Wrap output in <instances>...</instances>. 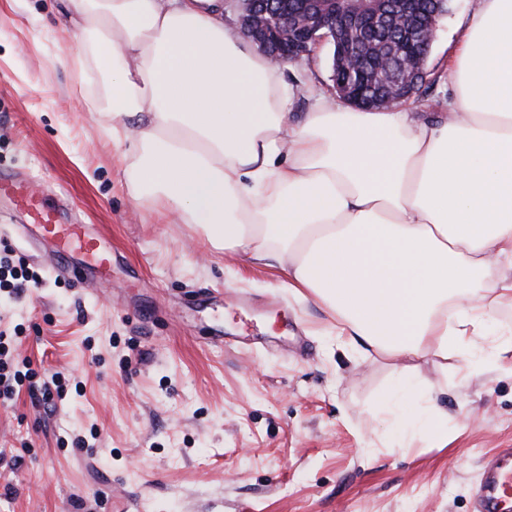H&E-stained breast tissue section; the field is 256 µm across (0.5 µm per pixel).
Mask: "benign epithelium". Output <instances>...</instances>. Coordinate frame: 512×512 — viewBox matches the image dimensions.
<instances>
[{
    "label": "benign epithelium",
    "instance_id": "obj_1",
    "mask_svg": "<svg viewBox=\"0 0 512 512\" xmlns=\"http://www.w3.org/2000/svg\"><path fill=\"white\" fill-rule=\"evenodd\" d=\"M238 23L244 35L279 66L309 54L322 39L334 45L332 81L336 91L350 103L363 105L356 87L343 74L357 65L352 48L342 44L349 32L369 31L384 23L387 0H238ZM393 22L402 32L399 46L364 44L365 57H377L391 108L427 82V61L434 41L439 11L428 14L423 0H399Z\"/></svg>",
    "mask_w": 512,
    "mask_h": 512
}]
</instances>
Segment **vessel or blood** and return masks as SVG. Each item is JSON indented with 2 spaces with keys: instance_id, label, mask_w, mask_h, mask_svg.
<instances>
[{
  "instance_id": "1",
  "label": "vessel or blood",
  "mask_w": 512,
  "mask_h": 512,
  "mask_svg": "<svg viewBox=\"0 0 512 512\" xmlns=\"http://www.w3.org/2000/svg\"><path fill=\"white\" fill-rule=\"evenodd\" d=\"M9 199L17 207L27 209L43 236L54 239L60 253L82 254L92 266L105 260L101 241L83 232L81 225L65 219L62 211L45 198L32 193L29 183L15 174L0 173V199ZM476 512H512V448L486 462L476 499Z\"/></svg>"
}]
</instances>
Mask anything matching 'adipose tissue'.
<instances>
[{
	"mask_svg": "<svg viewBox=\"0 0 512 512\" xmlns=\"http://www.w3.org/2000/svg\"><path fill=\"white\" fill-rule=\"evenodd\" d=\"M84 70L112 64L98 111L130 143L137 196L211 244L288 274L330 331L392 361L376 409L401 447L445 441L424 374L512 353V0H477L448 58V115L349 109L294 90L221 0H67Z\"/></svg>",
	"mask_w": 512,
	"mask_h": 512,
	"instance_id": "obj_1",
	"label": "adipose tissue"
}]
</instances>
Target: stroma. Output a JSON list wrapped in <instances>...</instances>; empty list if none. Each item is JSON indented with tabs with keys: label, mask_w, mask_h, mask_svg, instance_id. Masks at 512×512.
<instances>
[{
	"label": "stroma",
	"mask_w": 512,
	"mask_h": 512,
	"mask_svg": "<svg viewBox=\"0 0 512 512\" xmlns=\"http://www.w3.org/2000/svg\"><path fill=\"white\" fill-rule=\"evenodd\" d=\"M474 7L451 0L437 20L427 66L439 79L408 111L446 115L448 57ZM65 8L0 0V167L64 193L112 271L63 274L26 213L0 208V252L43 278L0 292V331L64 389L51 407L25 389L0 403V512H475L485 460L512 448V363L464 386L456 364L426 366L448 384V442L397 448L374 412L389 363L317 335L324 312L282 270L136 204L124 148L81 96L102 100L112 76L72 63ZM332 52L324 41L284 66L299 90L291 121L311 107L305 87L335 96Z\"/></svg>",
	"instance_id": "obj_1"
}]
</instances>
